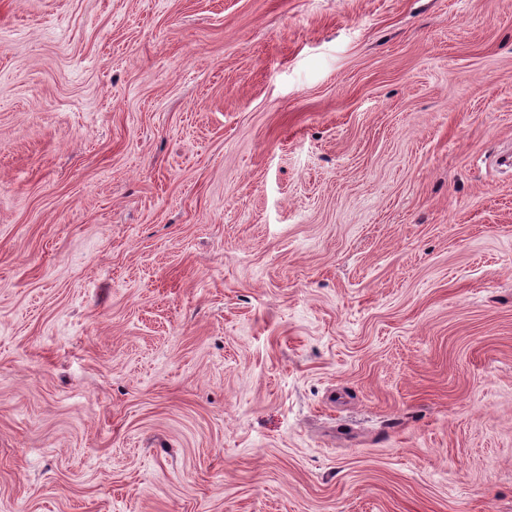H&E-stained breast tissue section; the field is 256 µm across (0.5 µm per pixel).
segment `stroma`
Instances as JSON below:
<instances>
[{
    "label": "stroma",
    "mask_w": 512,
    "mask_h": 512,
    "mask_svg": "<svg viewBox=\"0 0 512 512\" xmlns=\"http://www.w3.org/2000/svg\"><path fill=\"white\" fill-rule=\"evenodd\" d=\"M0 512H512V0H0Z\"/></svg>",
    "instance_id": "obj_1"
}]
</instances>
